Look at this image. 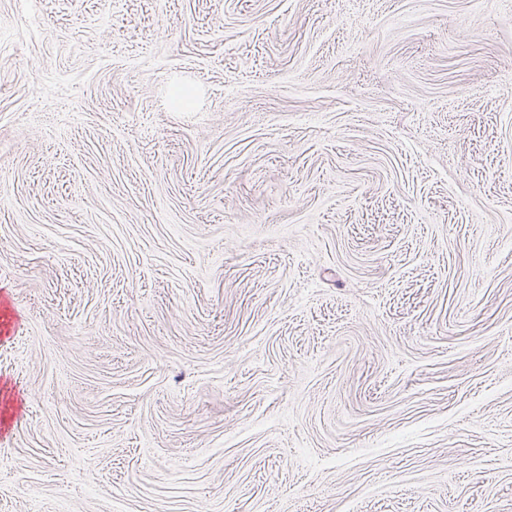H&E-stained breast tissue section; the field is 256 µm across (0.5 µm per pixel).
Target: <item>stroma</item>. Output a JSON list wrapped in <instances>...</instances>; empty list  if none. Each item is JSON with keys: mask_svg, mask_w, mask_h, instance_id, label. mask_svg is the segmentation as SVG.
<instances>
[{"mask_svg": "<svg viewBox=\"0 0 512 512\" xmlns=\"http://www.w3.org/2000/svg\"><path fill=\"white\" fill-rule=\"evenodd\" d=\"M0 512H512V0H0Z\"/></svg>", "mask_w": 512, "mask_h": 512, "instance_id": "obj_1", "label": "stroma"}]
</instances>
